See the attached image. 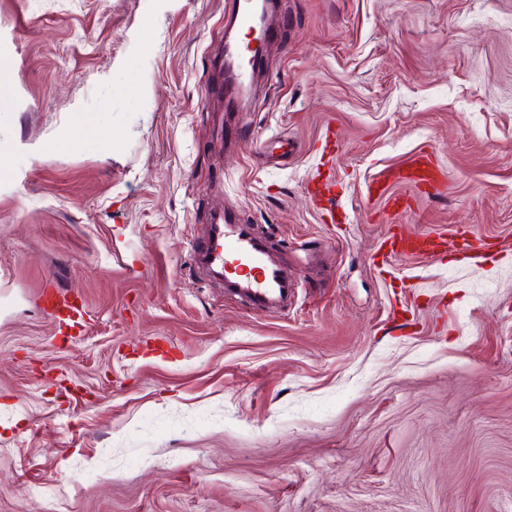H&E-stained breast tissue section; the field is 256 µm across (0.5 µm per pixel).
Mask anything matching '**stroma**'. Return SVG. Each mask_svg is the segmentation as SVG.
I'll return each instance as SVG.
<instances>
[{
    "mask_svg": "<svg viewBox=\"0 0 512 512\" xmlns=\"http://www.w3.org/2000/svg\"><path fill=\"white\" fill-rule=\"evenodd\" d=\"M230 3L0 0V512H512V0H278L236 112ZM232 209L284 311L198 262ZM436 167L430 153L420 151L404 167L383 170L366 184V195L369 199L381 197L387 186L395 182H407L416 186L432 185L435 180ZM333 183L330 179V175H323L321 172L316 175L312 181L307 185V194L310 197L311 202L316 207H321L323 200L329 203V207L325 208L328 213L329 222L332 224H341L342 216H336L335 210L331 206V195H332ZM443 237L432 233L414 234L393 229L385 237L383 244L387 247V255L405 257H427L438 256V249L444 243ZM42 308L57 322L83 326L85 311L71 300L67 293L57 289H47L41 296Z\"/></svg>",
    "mask_w": 512,
    "mask_h": 512,
    "instance_id": "obj_1",
    "label": "stroma"
}]
</instances>
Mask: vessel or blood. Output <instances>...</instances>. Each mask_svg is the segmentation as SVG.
Wrapping results in <instances>:
<instances>
[{
  "mask_svg": "<svg viewBox=\"0 0 512 512\" xmlns=\"http://www.w3.org/2000/svg\"><path fill=\"white\" fill-rule=\"evenodd\" d=\"M436 167L432 156L419 152L403 167L383 170L366 184L367 197L385 194L389 184L407 182L427 186L435 180ZM444 242L443 237L430 233L414 234L405 231L389 232L384 239L388 256L436 257ZM205 257L209 266L220 271H231L241 295L250 302L269 308L277 307L283 300L288 285L280 269L273 265L263 244L245 225L234 223L225 217L223 223L214 225L205 245ZM44 310L58 324L83 325L85 312L71 300L67 293L45 290L41 296Z\"/></svg>",
  "mask_w": 512,
  "mask_h": 512,
  "instance_id": "obj_1",
  "label": "vessel or blood"
}]
</instances>
